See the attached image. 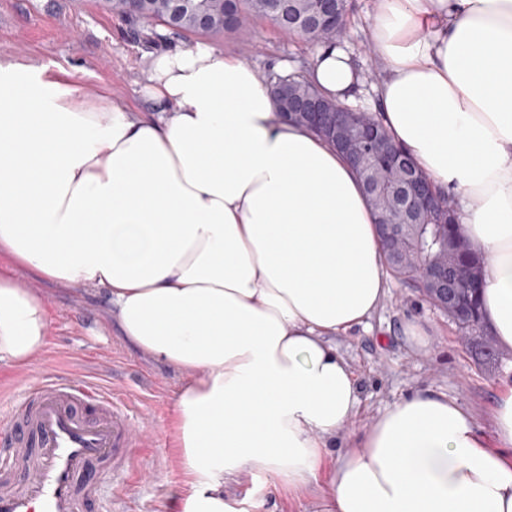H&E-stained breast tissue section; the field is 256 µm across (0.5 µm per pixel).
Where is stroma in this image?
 <instances>
[{
  "instance_id": "1",
  "label": "stroma",
  "mask_w": 512,
  "mask_h": 512,
  "mask_svg": "<svg viewBox=\"0 0 512 512\" xmlns=\"http://www.w3.org/2000/svg\"><path fill=\"white\" fill-rule=\"evenodd\" d=\"M377 0H349L340 43L352 53L364 94L356 106L372 110L367 91L383 74L367 42L366 25ZM125 18L104 10L99 0H0V58L42 68L46 79L75 84L91 101L109 97L134 112L153 104L140 89L154 57L167 49H188L205 43L239 55L266 75L281 64L298 68L310 61L317 45L283 34L255 20L247 43L231 36L189 34L148 46L135 37ZM38 289L46 298L47 344L42 358L28 366L0 363V396L21 389L25 374L43 370H78L103 386L131 394L153 430V445L163 451L157 473L133 487L137 512H181L186 476L171 424L172 402L182 384L176 371L139 355L110 323L104 297L75 295L39 279L21 267L0 263V275ZM414 320L429 333L426 345L404 334ZM336 346L355 371L360 407L340 435L337 454L351 451L354 438L378 415L410 392L420 390L457 398L469 410L477 429L493 436V408L502 387L512 386V352L500 366L479 363L455 323L433 308L415 289L390 280L389 290L371 319L370 331L360 329L337 337ZM224 495L241 512L263 502V512H316L318 488L292 491L275 485L265 474L243 472L225 481Z\"/></svg>"
}]
</instances>
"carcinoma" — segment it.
<instances>
[{"label":"carcinoma","instance_id":"obj_1","mask_svg":"<svg viewBox=\"0 0 512 512\" xmlns=\"http://www.w3.org/2000/svg\"><path fill=\"white\" fill-rule=\"evenodd\" d=\"M159 2L161 0H139L137 3L112 0V12L133 20L158 22L164 26L167 30L165 35L154 29L142 35L145 42L153 43L168 35L199 31L205 35L230 34L239 39L249 30L253 17L264 18L287 34L312 40L314 36L320 35L319 14L322 5L328 3L332 10L338 12L347 10L342 0H210L211 10L224 14V25L201 31L185 17L174 15L158 6ZM281 80L287 84L288 97L293 100L304 101L320 95V91L302 73L284 75ZM405 161L406 166L398 167L388 158L375 153L367 157V168L375 175L369 194L375 214L391 224L407 225L409 240L421 257L419 264L396 265L389 260L387 264L390 272L395 278L412 284L436 307L443 300L428 285L421 265L435 260L447 264L450 276L456 271L467 273V279L457 284L452 291L453 305L444 306L442 310L448 313V318L455 321L464 334L478 343L486 356L497 360L500 352L495 347L494 339L489 336L481 315L483 258L469 247L461 233L454 205L448 206V222L445 224H435L427 214L405 209L400 188L406 181L408 170L416 168L410 154H405Z\"/></svg>","mask_w":512,"mask_h":512}]
</instances>
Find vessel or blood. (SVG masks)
Listing matches in <instances>:
<instances>
[{"instance_id":"vessel-or-blood-1","label":"vessel or blood","mask_w":512,"mask_h":512,"mask_svg":"<svg viewBox=\"0 0 512 512\" xmlns=\"http://www.w3.org/2000/svg\"><path fill=\"white\" fill-rule=\"evenodd\" d=\"M148 443L127 394L77 371L34 376L0 408V512H135Z\"/></svg>"}]
</instances>
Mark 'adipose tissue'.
<instances>
[{
  "instance_id": "obj_1",
  "label": "adipose tissue",
  "mask_w": 512,
  "mask_h": 512,
  "mask_svg": "<svg viewBox=\"0 0 512 512\" xmlns=\"http://www.w3.org/2000/svg\"><path fill=\"white\" fill-rule=\"evenodd\" d=\"M386 76L375 108L443 192L485 261L483 319L512 351V0H379L367 27ZM354 99L348 53L306 74ZM133 115L0 59V260L105 295L140 353L183 377L172 405L182 512H237L224 478L300 490L319 512H512V388L497 446L444 394L413 393L328 466L360 405L336 337L369 322L388 274L374 212L344 156L282 121L266 77L206 44L155 58ZM46 300L0 276V363L47 340Z\"/></svg>"
}]
</instances>
